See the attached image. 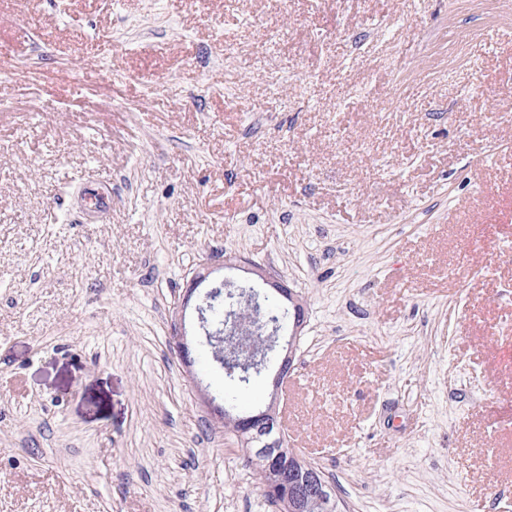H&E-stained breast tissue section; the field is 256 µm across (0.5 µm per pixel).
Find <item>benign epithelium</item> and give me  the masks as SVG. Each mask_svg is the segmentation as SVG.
Returning a JSON list of instances; mask_svg holds the SVG:
<instances>
[{
  "mask_svg": "<svg viewBox=\"0 0 512 512\" xmlns=\"http://www.w3.org/2000/svg\"><path fill=\"white\" fill-rule=\"evenodd\" d=\"M224 270H239L252 276L253 283L246 288L238 286V281L226 275L219 283L209 285V277L216 272L208 260H201L186 275L187 287L180 302L173 307L172 317L175 330L176 348L180 361L187 368V377L193 388L213 410L217 423L224 422L228 416L238 421L241 427L240 436H247L254 441L262 442L261 452L268 464L277 472L278 482L269 491L282 497L283 512H298L303 507L308 496H314L323 512H332L334 504L328 494V486L318 473H312L306 478L295 480L288 474L283 463L282 447L288 441L285 431V411L281 400L285 384L294 369V354L296 342L306 325V307L296 297L288 285V281L270 273L263 266L253 262L236 260L233 263L222 264ZM206 289L204 298L216 301L221 297L236 300L240 305L247 306L254 315L264 317L255 325L242 322L234 315H229L224 322V329L217 332L220 340L224 341V370L231 377L247 376L250 373H261L268 368L267 354L273 351L278 354L277 368L271 381L268 402L264 408L257 411H247L226 402L219 404L203 386L202 380L194 370L195 358L192 357L186 329L187 310L192 308L197 314V320H202V305H191L195 292ZM274 300L279 308L291 318L287 335L280 332L283 326L269 325L266 307Z\"/></svg>",
  "mask_w": 512,
  "mask_h": 512,
  "instance_id": "7a95c632",
  "label": "benign epithelium"
}]
</instances>
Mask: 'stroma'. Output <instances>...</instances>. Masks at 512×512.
<instances>
[{"instance_id": "stroma-1", "label": "stroma", "mask_w": 512, "mask_h": 512, "mask_svg": "<svg viewBox=\"0 0 512 512\" xmlns=\"http://www.w3.org/2000/svg\"><path fill=\"white\" fill-rule=\"evenodd\" d=\"M0 57V512H275L173 350L227 254L308 304L288 445L350 512H512V20L0 0ZM83 209L91 215L104 213L110 207V191L105 186L85 188L81 193Z\"/></svg>"}]
</instances>
